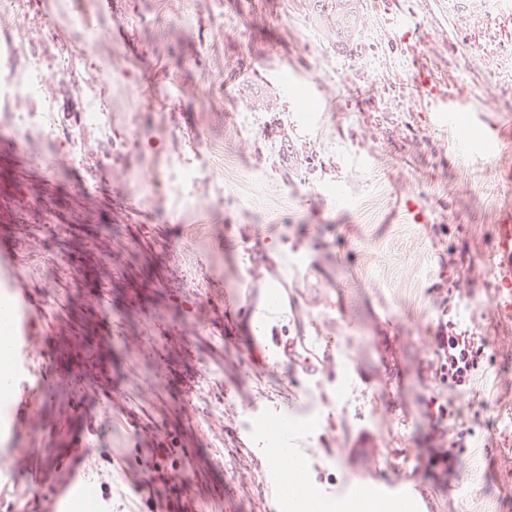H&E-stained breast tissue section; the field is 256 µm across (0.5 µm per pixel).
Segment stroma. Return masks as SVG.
I'll list each match as a JSON object with an SVG mask.
<instances>
[{
  "label": "stroma",
  "mask_w": 512,
  "mask_h": 512,
  "mask_svg": "<svg viewBox=\"0 0 512 512\" xmlns=\"http://www.w3.org/2000/svg\"><path fill=\"white\" fill-rule=\"evenodd\" d=\"M27 2L21 34L0 14L18 61L83 54V20L95 42L91 68L40 89L79 130L82 162L54 141L0 145V235L24 269L17 288L44 314L30 352L41 412L26 411L24 390L9 393L23 467L37 473L79 442L92 457L192 448L201 481L186 458L170 473L195 507L255 512L269 496L259 440L271 414L288 422L320 499L361 492L350 450L370 434L374 486L412 476L435 512H512V316L488 272L495 227L512 211V0H361L360 32L343 48L309 0ZM404 16L411 24L398 27ZM109 70L116 80L96 95L116 116L117 152L80 125L82 86ZM450 99L460 123L479 112L499 125L495 151L464 149L434 122ZM136 104L135 130L124 114ZM239 112L261 122L228 138ZM169 159L201 179L159 184ZM407 194L429 223L400 212ZM456 249L467 253L458 269ZM303 256L318 276L294 266ZM330 287L342 310L322 304ZM259 296L278 300L272 318L229 314ZM448 300L491 355L469 445L455 449L425 415L424 369ZM146 367L150 406L137 398ZM207 371L213 397L193 398Z\"/></svg>",
  "instance_id": "1"
}]
</instances>
